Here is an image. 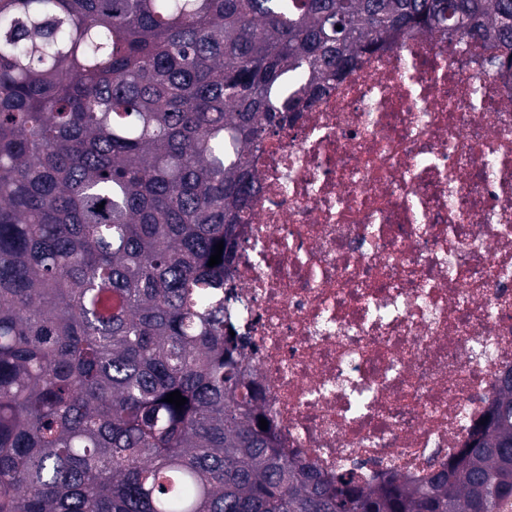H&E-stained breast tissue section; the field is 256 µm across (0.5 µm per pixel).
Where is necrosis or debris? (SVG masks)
I'll use <instances>...</instances> for the list:
<instances>
[{
    "mask_svg": "<svg viewBox=\"0 0 512 512\" xmlns=\"http://www.w3.org/2000/svg\"><path fill=\"white\" fill-rule=\"evenodd\" d=\"M400 38L255 150L228 316L277 445L420 481L512 368V73Z\"/></svg>",
    "mask_w": 512,
    "mask_h": 512,
    "instance_id": "necrosis-or-debris-1",
    "label": "necrosis or debris"
}]
</instances>
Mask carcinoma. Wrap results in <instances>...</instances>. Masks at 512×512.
<instances>
[{
    "instance_id": "carcinoma-1",
    "label": "carcinoma",
    "mask_w": 512,
    "mask_h": 512,
    "mask_svg": "<svg viewBox=\"0 0 512 512\" xmlns=\"http://www.w3.org/2000/svg\"><path fill=\"white\" fill-rule=\"evenodd\" d=\"M429 31L512 68V0H0V512L512 504V385L428 479L333 481L260 429L224 316L254 148Z\"/></svg>"
}]
</instances>
